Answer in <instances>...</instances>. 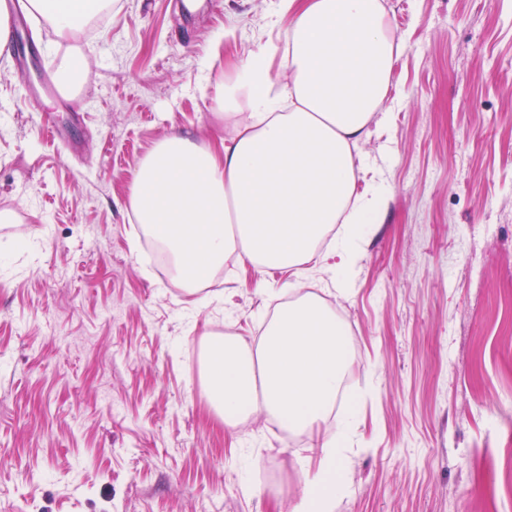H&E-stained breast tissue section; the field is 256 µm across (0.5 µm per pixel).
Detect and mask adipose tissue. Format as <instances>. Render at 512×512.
Listing matches in <instances>:
<instances>
[{
	"mask_svg": "<svg viewBox=\"0 0 512 512\" xmlns=\"http://www.w3.org/2000/svg\"><path fill=\"white\" fill-rule=\"evenodd\" d=\"M112 0H27L65 35ZM292 21L285 83L273 51L261 47L215 90L220 111L245 118L235 134L200 145L180 134L160 140L140 165L129 197L137 223L162 237L174 272L192 289L228 254L256 272L294 269L312 258L328 225L342 223L336 252L347 256L361 225L375 223L381 193L353 200V154L374 113L385 111L394 58L405 48L391 34L381 0H281ZM334 313L302 297L283 308L249 349L210 347L202 378L225 423L262 414L305 431L336 403L346 365ZM324 438L318 466L291 512H336L338 436Z\"/></svg>",
	"mask_w": 512,
	"mask_h": 512,
	"instance_id": "1",
	"label": "adipose tissue"
}]
</instances>
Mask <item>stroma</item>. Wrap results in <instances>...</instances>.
Segmentation results:
<instances>
[{
  "mask_svg": "<svg viewBox=\"0 0 512 512\" xmlns=\"http://www.w3.org/2000/svg\"><path fill=\"white\" fill-rule=\"evenodd\" d=\"M220 3L112 0L64 36L28 15L46 69L86 66L61 101L26 100L0 55V512H288L345 419L336 512H512V0H382L405 49L357 179L387 204L344 286L319 254L191 294L143 257L128 197L159 140L228 137L214 90L253 51L283 72L280 0ZM313 283L357 329L352 407L298 436L226 428L193 351L228 324L253 345Z\"/></svg>",
  "mask_w": 512,
  "mask_h": 512,
  "instance_id": "obj_1",
  "label": "stroma"
}]
</instances>
